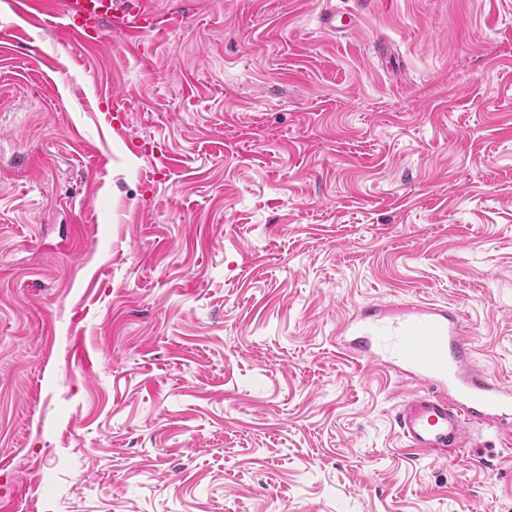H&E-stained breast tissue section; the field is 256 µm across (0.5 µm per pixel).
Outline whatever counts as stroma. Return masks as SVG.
Listing matches in <instances>:
<instances>
[{
  "label": "stroma",
  "mask_w": 512,
  "mask_h": 512,
  "mask_svg": "<svg viewBox=\"0 0 512 512\" xmlns=\"http://www.w3.org/2000/svg\"><path fill=\"white\" fill-rule=\"evenodd\" d=\"M0 0V512H512V433L394 427L359 307H457L512 386V0ZM17 9L48 23L61 14L68 20L67 28L85 41H94L104 23L123 20L140 35L159 27V16L144 0H18ZM92 29L94 35L88 30ZM93 39H92V38ZM319 28L326 33L344 35L352 33L356 27V15L353 12H339L327 1L318 14Z\"/></svg>",
  "instance_id": "obj_1"
}]
</instances>
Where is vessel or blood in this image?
I'll return each mask as SVG.
<instances>
[{
  "label": "vessel or blood",
  "mask_w": 512,
  "mask_h": 512,
  "mask_svg": "<svg viewBox=\"0 0 512 512\" xmlns=\"http://www.w3.org/2000/svg\"><path fill=\"white\" fill-rule=\"evenodd\" d=\"M17 8L44 22L64 16L84 40L115 20L139 34L159 26L147 0H17ZM318 21L321 30L340 36L356 27L354 13L336 11L329 2ZM337 333L347 337L352 353L403 370L415 382L395 414L407 447L445 455L464 447L477 427L512 424V387L473 360L450 307L421 301L369 306L344 318Z\"/></svg>",
  "instance_id": "1"
}]
</instances>
